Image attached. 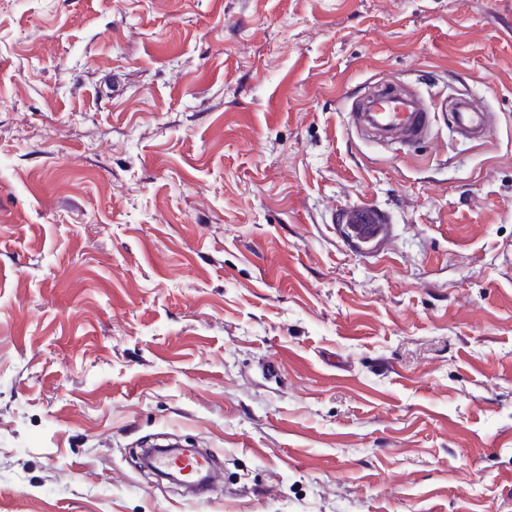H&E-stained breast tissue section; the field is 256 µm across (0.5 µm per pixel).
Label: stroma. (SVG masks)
I'll use <instances>...</instances> for the list:
<instances>
[{
	"mask_svg": "<svg viewBox=\"0 0 512 512\" xmlns=\"http://www.w3.org/2000/svg\"><path fill=\"white\" fill-rule=\"evenodd\" d=\"M0 512H512V0H0ZM366 112H351L356 128L370 127L411 147L431 135L430 115L418 112L405 98L374 99ZM451 114L455 130L469 138L483 137L491 127L489 114L476 111L467 101L457 106ZM341 219L342 224L348 230L351 242L355 245L381 241L388 233V220L385 212L372 204L346 209L343 211ZM156 462L161 467L180 468L191 481L194 480L197 474L202 472L203 468L208 464L205 458H194L190 460L188 458H176L168 455L159 456Z\"/></svg>",
	"mask_w": 512,
	"mask_h": 512,
	"instance_id": "stroma-1",
	"label": "stroma"
}]
</instances>
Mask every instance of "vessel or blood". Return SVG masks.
<instances>
[{"label":"vessel or blood","mask_w":512,"mask_h":512,"mask_svg":"<svg viewBox=\"0 0 512 512\" xmlns=\"http://www.w3.org/2000/svg\"><path fill=\"white\" fill-rule=\"evenodd\" d=\"M455 130L469 138L485 136L490 127L488 113L476 111L470 104L463 103L452 113ZM356 127H369L387 137L411 147L431 135L430 115L413 109L405 98L373 100L366 111L352 115ZM353 244L364 245L383 240L388 233L385 212L374 205L364 204L343 211L341 216ZM159 466L180 468L186 477L195 478L202 472L207 461L203 458H176L159 456Z\"/></svg>","instance_id":"vessel-or-blood-1"}]
</instances>
